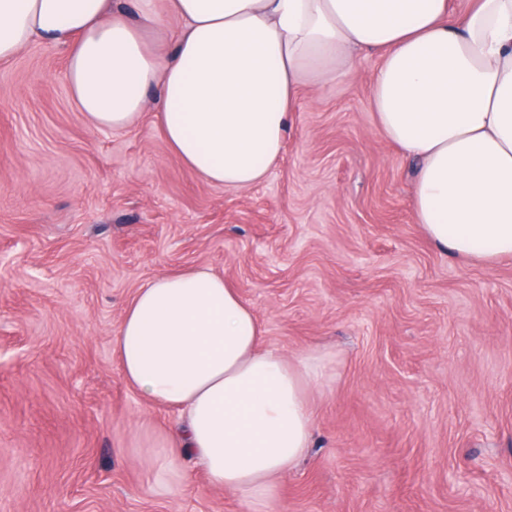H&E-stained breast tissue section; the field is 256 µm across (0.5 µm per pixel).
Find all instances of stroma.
<instances>
[{
    "mask_svg": "<svg viewBox=\"0 0 512 512\" xmlns=\"http://www.w3.org/2000/svg\"><path fill=\"white\" fill-rule=\"evenodd\" d=\"M380 63L302 88L281 158L235 189L186 167L154 112L90 122L62 49L0 62V512H245L190 459L183 490L160 493L129 450L174 414L121 375L126 305L198 267L238 290L265 344L326 358L275 512H512V259L428 242L418 164L371 108Z\"/></svg>",
    "mask_w": 512,
    "mask_h": 512,
    "instance_id": "stroma-1",
    "label": "stroma"
}]
</instances>
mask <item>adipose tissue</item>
I'll list each match as a JSON object with an SVG mask.
<instances>
[{
	"label": "adipose tissue",
	"mask_w": 512,
	"mask_h": 512,
	"mask_svg": "<svg viewBox=\"0 0 512 512\" xmlns=\"http://www.w3.org/2000/svg\"><path fill=\"white\" fill-rule=\"evenodd\" d=\"M173 48L152 0L141 23L111 0H0V60L29 43L64 49L66 81L95 125L122 130L153 108L173 152L207 182L247 188L281 155L302 86L352 76L380 54L377 125L418 160L413 210L441 251L491 266L512 258V0H171ZM123 378L175 410L142 427L133 454L163 493L185 458L208 482L272 512L279 482L312 446L323 357L263 344L253 310L222 276L192 269L137 290L115 338Z\"/></svg>",
	"instance_id": "obj_1"
}]
</instances>
